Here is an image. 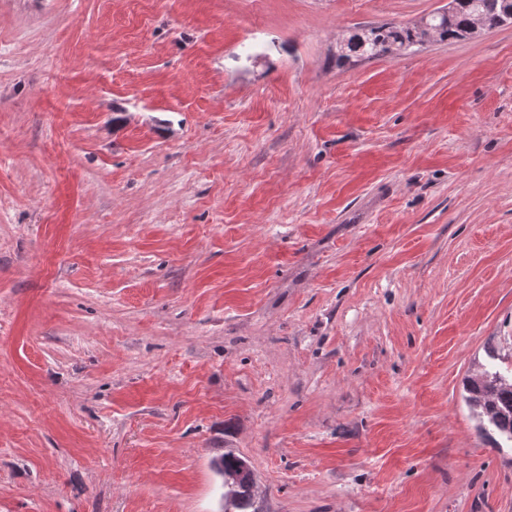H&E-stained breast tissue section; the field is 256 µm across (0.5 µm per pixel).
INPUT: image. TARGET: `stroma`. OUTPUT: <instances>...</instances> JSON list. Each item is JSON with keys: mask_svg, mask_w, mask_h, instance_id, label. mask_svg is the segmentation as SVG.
Instances as JSON below:
<instances>
[{"mask_svg": "<svg viewBox=\"0 0 512 512\" xmlns=\"http://www.w3.org/2000/svg\"><path fill=\"white\" fill-rule=\"evenodd\" d=\"M443 0H0V512H512V24ZM450 16L440 13H451ZM481 16L490 27L501 26V20L511 16L512 0H448L441 12L422 20L411 27H401L392 24H382L369 27L367 34L351 33L340 45V59L351 56L376 58L381 56H396L409 48L422 43L431 33L439 41L460 40L468 38L469 30L476 16ZM482 20H478L471 29L477 33L485 28ZM466 400L496 431L512 440V379L484 370L466 383ZM216 472L224 478V511L246 512L252 505L255 487L253 471L245 458L227 450L213 458Z\"/></svg>", "mask_w": 512, "mask_h": 512, "instance_id": "stroma-1", "label": "stroma"}]
</instances>
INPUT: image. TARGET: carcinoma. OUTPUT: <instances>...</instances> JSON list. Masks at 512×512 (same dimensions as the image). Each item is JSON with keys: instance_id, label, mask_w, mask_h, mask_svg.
<instances>
[{"instance_id": "obj_1", "label": "carcinoma", "mask_w": 512, "mask_h": 512, "mask_svg": "<svg viewBox=\"0 0 512 512\" xmlns=\"http://www.w3.org/2000/svg\"><path fill=\"white\" fill-rule=\"evenodd\" d=\"M450 15L434 14L411 27L382 24L370 27L365 34L351 33L340 45L338 57L376 58L396 56L434 34L441 41L468 37L472 22L481 16L491 27L512 16V0H454ZM466 400L500 434L512 440V379L498 371L484 370L466 383ZM216 472L224 478V512H247L252 505L255 487L248 461L227 450L213 458Z\"/></svg>"}]
</instances>
